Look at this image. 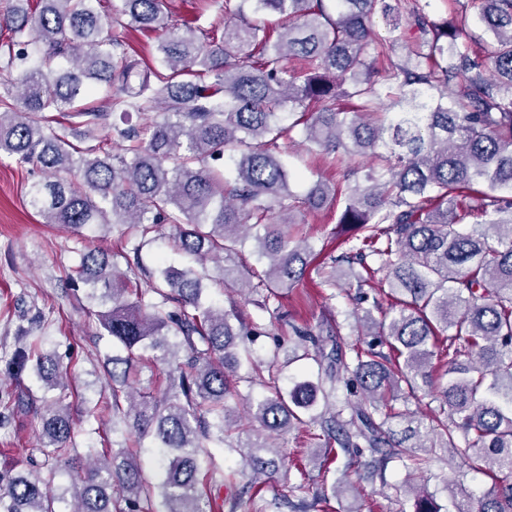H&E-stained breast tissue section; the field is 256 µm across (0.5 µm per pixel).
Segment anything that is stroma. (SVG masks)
<instances>
[{
  "label": "stroma",
  "instance_id": "stroma-1",
  "mask_svg": "<svg viewBox=\"0 0 512 512\" xmlns=\"http://www.w3.org/2000/svg\"><path fill=\"white\" fill-rule=\"evenodd\" d=\"M280 151L297 178L296 192H305L312 182L320 179L338 188L335 201L305 214L294 228L298 237L307 239L314 249H321L335 231L347 201L344 167L330 165L316 148L299 139L282 144ZM34 177L30 168L0 157V348L14 350L22 317L43 316V335L48 336L60 354L74 355L75 373L80 380L95 381L103 376L112 349L105 342L95 340V318L80 309L75 297L65 296L64 290L71 285L70 276L79 264L81 253L93 248L109 251L120 246L121 230L114 227L90 231L82 237L46 223L26 202V192ZM356 295V288L347 285L331 288L304 282L281 289L278 299L261 306L252 299L233 298L217 289L212 292L217 305L226 307L230 302H237L249 326L256 330L251 345L256 360L264 363L277 354L290 355L292 362L282 372L286 378L318 373L316 363L304 357L294 327L314 328L331 318L340 325L342 342L361 343L353 312L372 308L374 299L383 295L382 284L374 282L368 291V301L357 300ZM71 413L79 427L78 448L99 442L108 433L113 436L114 448L123 447L124 437L113 434L108 414L86 413L79 404L72 406ZM35 427L29 414L0 418V470H25L26 458L36 446ZM319 432V425L309 422L280 438L285 463L263 486L265 512H314L310 506L301 507L297 499H280L278 489L288 483L305 484V498L310 502L329 492L331 484L343 476L348 478L349 488L344 495L331 498V512H414L413 499L395 492L406 476L400 462L382 465L367 453L353 458L342 452L332 461L313 458ZM450 482L457 485L456 494L448 493L446 485ZM493 483V476L474 471L456 460L435 464L425 488L441 512H470Z\"/></svg>",
  "mask_w": 512,
  "mask_h": 512
}]
</instances>
